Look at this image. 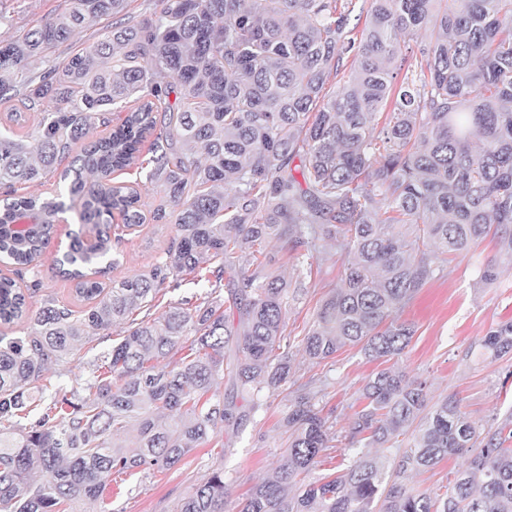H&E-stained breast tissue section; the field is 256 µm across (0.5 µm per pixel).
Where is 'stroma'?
<instances>
[{"label": "stroma", "mask_w": 512, "mask_h": 512, "mask_svg": "<svg viewBox=\"0 0 512 512\" xmlns=\"http://www.w3.org/2000/svg\"><path fill=\"white\" fill-rule=\"evenodd\" d=\"M66 7L65 0H0V41L17 38L42 18ZM139 190L147 219L115 243L118 263L103 276V283L149 274L174 234L173 225L151 218L154 209L165 202L160 189L143 184ZM78 232L87 242L94 237L92 231H81L76 211L63 214L41 257L38 276H16L31 309H39L49 300L77 311L86 309L74 281L56 270L57 259ZM270 251L279 272L303 281L302 293L289 301L285 312L288 353L295 375L299 382L318 390V408L335 416L332 446L307 476L313 482L341 473L348 466L350 457L343 438L347 419L363 407V383L380 364L366 359L355 347H344L319 364L309 361L303 351L302 339L320 305L341 283L345 254L329 243L314 256L311 267L302 268L284 243H272ZM490 265L496 266L498 278L489 284L483 281L482 272ZM399 318L413 323L415 334L403 353L392 360L394 369L409 379L427 380L431 400H456L474 424L477 436H485L489 428L512 413V354L492 360L482 355L480 347L491 328L512 320V260L506 259L496 241L489 239L468 253L450 256ZM122 337L118 327L97 332L53 370L60 373L65 387H72L74 378L83 376L89 364ZM266 403V410L256 420L238 430L223 431V447L198 448L167 470L113 474L100 505L102 512H175L178 502L217 468L223 469L226 483L224 512H238V502L280 464L287 446L280 426L288 412L286 390L267 394Z\"/></svg>", "instance_id": "obj_1"}]
</instances>
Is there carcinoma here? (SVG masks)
<instances>
[{
	"label": "carcinoma",
	"mask_w": 512,
	"mask_h": 512,
	"mask_svg": "<svg viewBox=\"0 0 512 512\" xmlns=\"http://www.w3.org/2000/svg\"><path fill=\"white\" fill-rule=\"evenodd\" d=\"M128 4L69 0L0 45V99L40 114L32 145L0 130V260L35 271L50 245L44 225L69 208L98 229L89 244L75 234L58 260L86 310L50 300L31 313L16 280L0 276V324L29 323L23 336H0V512L94 503L112 473L170 468L255 419L263 391L295 386L283 350L292 282L274 269L272 239L301 266L322 242L351 255L303 338L315 363L346 345L371 360L400 355L414 328L398 313L448 254L493 235L512 258V0H154L138 18ZM103 16L111 30L54 62L57 45ZM421 29L416 69L399 80L392 62ZM34 61L46 64L37 75ZM114 112L121 124L73 154ZM61 165L70 205L17 194ZM130 167L164 193L170 209L153 220L175 233L149 275L105 287L114 213L126 229L145 222L138 190L112 182ZM187 273L208 284L199 302L134 318ZM114 325L124 336L90 369L84 395L46 376ZM190 336L189 353L172 359ZM481 349L512 353V321ZM292 394L283 462L240 512H512V414L475 453L457 402L430 407L426 381L382 369L348 419L349 466L292 491L331 440L315 393ZM132 426L134 439L122 437ZM371 447L396 452L374 457ZM468 453V467L432 492L400 482ZM225 490L217 468L179 512H224Z\"/></svg>",
	"instance_id": "cac0c4a2"
}]
</instances>
